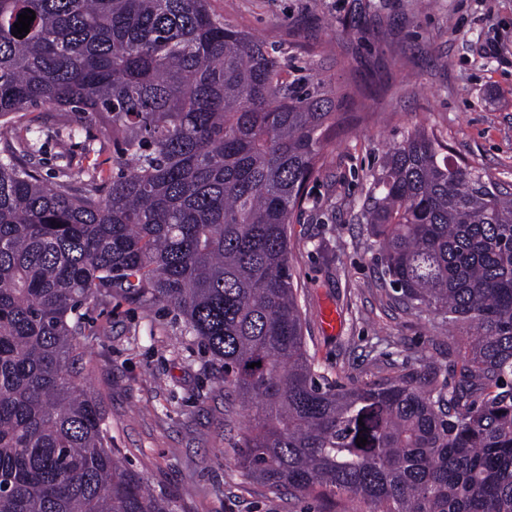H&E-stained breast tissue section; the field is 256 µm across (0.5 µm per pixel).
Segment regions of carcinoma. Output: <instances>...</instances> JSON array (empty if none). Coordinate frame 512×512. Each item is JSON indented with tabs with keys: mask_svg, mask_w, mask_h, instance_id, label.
I'll list each match as a JSON object with an SVG mask.
<instances>
[{
	"mask_svg": "<svg viewBox=\"0 0 512 512\" xmlns=\"http://www.w3.org/2000/svg\"><path fill=\"white\" fill-rule=\"evenodd\" d=\"M355 96L210 0H0V512H176L74 370L83 308L113 291L170 308L224 368L253 409L237 466L270 493L512 512V192L443 135L385 154L358 221L396 299L467 334L458 380L401 366L345 386L308 354L288 224ZM48 111L111 141L116 171L90 143L45 185Z\"/></svg>",
	"mask_w": 512,
	"mask_h": 512,
	"instance_id": "obj_1",
	"label": "carcinoma"
}]
</instances>
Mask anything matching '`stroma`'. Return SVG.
<instances>
[{
	"label": "stroma",
	"mask_w": 512,
	"mask_h": 512,
	"mask_svg": "<svg viewBox=\"0 0 512 512\" xmlns=\"http://www.w3.org/2000/svg\"><path fill=\"white\" fill-rule=\"evenodd\" d=\"M225 22L256 36L316 46L333 82L356 89L347 122L322 150L323 165L288 226L290 263L306 314L309 355L329 381L349 384L401 364L447 362L465 337L425 312L404 310L371 263L357 214L371 170L417 128L447 138L453 154L512 188V0H210ZM41 173L57 180V137L71 112L44 115ZM338 318L326 334L325 309ZM79 342L88 390L101 398L113 445L130 468L171 491L187 512H325L321 500L272 494L245 479L233 448L247 407L173 312L103 295Z\"/></svg>",
	"instance_id": "1"
}]
</instances>
